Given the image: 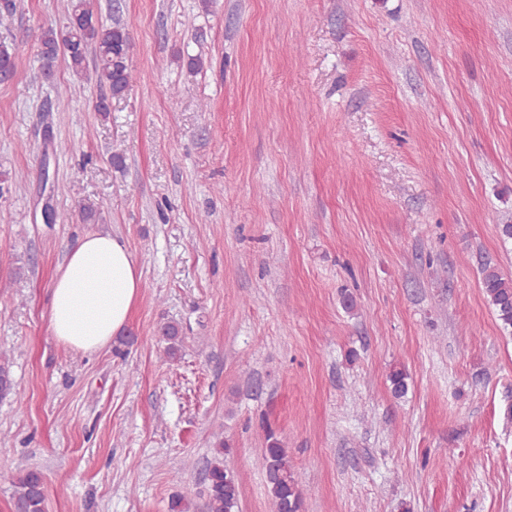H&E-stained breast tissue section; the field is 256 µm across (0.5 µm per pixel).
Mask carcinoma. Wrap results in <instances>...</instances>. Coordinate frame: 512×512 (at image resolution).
<instances>
[{"label":"carcinoma","mask_w":512,"mask_h":512,"mask_svg":"<svg viewBox=\"0 0 512 512\" xmlns=\"http://www.w3.org/2000/svg\"><path fill=\"white\" fill-rule=\"evenodd\" d=\"M61 26L42 27L38 36V56L43 72L51 75L58 59H63L72 73L84 79L87 56L94 54L93 73L107 95L93 103V110L110 112L108 99L124 96L133 81L128 60L131 37L128 27L120 22L105 24L99 17L94 0H65ZM16 49L0 43V70L15 72ZM482 288L489 306L505 331L512 332V276L502 273L489 263L481 268ZM166 341L164 354L177 357L181 342L178 325L169 323L161 328ZM392 393L403 397L408 389V374L396 369L389 375ZM10 359L0 353V399L15 394ZM231 443L220 440L208 462L203 488L199 495L205 500V512H239V481L224 463ZM264 473L271 512H302V486L299 475L288 457L284 442L271 430H265V448L257 459ZM0 482L12 488L14 509L21 512H46L47 488L40 472L27 469L13 473L0 472Z\"/></svg>","instance_id":"cac0c4a2"}]
</instances>
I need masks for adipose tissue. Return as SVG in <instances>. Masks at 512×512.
Returning a JSON list of instances; mask_svg holds the SVG:
<instances>
[{"instance_id": "ef3b65f1", "label": "adipose tissue", "mask_w": 512, "mask_h": 512, "mask_svg": "<svg viewBox=\"0 0 512 512\" xmlns=\"http://www.w3.org/2000/svg\"><path fill=\"white\" fill-rule=\"evenodd\" d=\"M50 289L52 336L66 348L94 352L127 327L142 276L123 241L90 232L69 252Z\"/></svg>"}]
</instances>
